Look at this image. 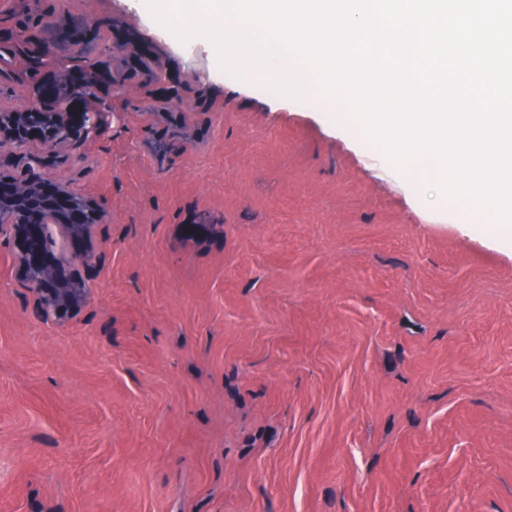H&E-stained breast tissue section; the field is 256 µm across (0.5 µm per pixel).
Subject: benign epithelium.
Here are the masks:
<instances>
[{
    "instance_id": "1",
    "label": "benign epithelium",
    "mask_w": 512,
    "mask_h": 512,
    "mask_svg": "<svg viewBox=\"0 0 512 512\" xmlns=\"http://www.w3.org/2000/svg\"><path fill=\"white\" fill-rule=\"evenodd\" d=\"M38 31L37 37L26 29L13 32L0 46L10 55L21 53L25 60L22 71L9 73L5 58L0 57V79L7 76L33 85L52 65L62 74L84 71L87 83L77 86L62 78L39 89L22 105L0 107V156L6 152L11 159V169H0V236L21 243L18 261L38 311L57 320L91 295L83 277H64L60 267L86 266L93 259L91 251L76 250L74 244L91 240L94 218L90 204L62 182L56 185V197L41 194L49 181L43 157L24 147L35 143L44 154H58L66 148L77 160L85 157L88 146L110 124L111 108L91 91V84L99 57L112 55V49L108 45L93 51L62 47L53 24L44 16Z\"/></svg>"
}]
</instances>
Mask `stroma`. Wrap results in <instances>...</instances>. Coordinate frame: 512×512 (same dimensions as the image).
Wrapping results in <instances>:
<instances>
[{
    "label": "stroma",
    "mask_w": 512,
    "mask_h": 512,
    "mask_svg": "<svg viewBox=\"0 0 512 512\" xmlns=\"http://www.w3.org/2000/svg\"><path fill=\"white\" fill-rule=\"evenodd\" d=\"M42 9L112 123L46 164L89 300L40 318L0 240V512H512V235L144 0Z\"/></svg>",
    "instance_id": "obj_1"
}]
</instances>
